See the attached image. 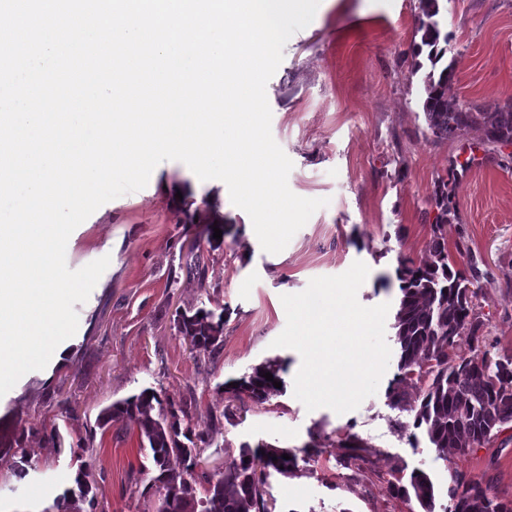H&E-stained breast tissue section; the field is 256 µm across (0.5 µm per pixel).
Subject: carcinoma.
<instances>
[{
    "label": "carcinoma",
    "instance_id": "obj_1",
    "mask_svg": "<svg viewBox=\"0 0 512 512\" xmlns=\"http://www.w3.org/2000/svg\"><path fill=\"white\" fill-rule=\"evenodd\" d=\"M422 47L430 70L423 79V113L433 135L452 139L463 131H474L463 151L468 156L460 163L462 171L481 164L503 148L512 146V97L488 112L479 107H462L448 97L456 79L455 60L447 61L451 35L443 18L445 0H420ZM484 152L483 157L476 151ZM434 200L437 214L431 258L423 263L403 264L397 272L399 299L394 316V336L398 350V381L422 380L420 404L414 425L423 431L440 456L448 449L460 451L481 448L492 442L501 427L512 423V355L494 360L483 354L479 360L457 352L461 343L474 348L485 342L483 322L473 311V289L477 281L475 264L463 236L453 245L456 253L468 258L470 272L449 263L448 228L459 222L454 195L448 183H437ZM176 332L196 353L212 352L223 342L224 312L199 307L194 312L179 311L174 319ZM282 365L268 360L235 379L236 385L223 388L240 396L263 402L276 391L273 381H282ZM271 373L268 381L263 374ZM127 420L136 427L139 449L148 451L154 470L145 492L156 497L153 512H269L262 485L270 471L286 474L296 463L287 448L259 443L245 444L239 459L224 470L205 474L208 487L204 496L196 494V468L208 436L188 424L187 405L178 404L157 390L147 387L103 409L97 426ZM290 455L286 460L283 455ZM177 458L181 466L171 465ZM414 497L422 512H435V485L424 471L414 472L410 488L399 490ZM449 512H512L508 504L492 493L488 483L457 479L448 490ZM96 504V493L88 480V464L82 463L71 477L70 487L44 512H81V505Z\"/></svg>",
    "mask_w": 512,
    "mask_h": 512
}]
</instances>
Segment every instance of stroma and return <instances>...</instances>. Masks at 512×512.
I'll use <instances>...</instances> for the list:
<instances>
[{"instance_id": "1", "label": "stroma", "mask_w": 512, "mask_h": 512, "mask_svg": "<svg viewBox=\"0 0 512 512\" xmlns=\"http://www.w3.org/2000/svg\"><path fill=\"white\" fill-rule=\"evenodd\" d=\"M447 9L457 61L450 96L484 108L512 97V0H448ZM419 16L420 0H321L312 22L289 39L266 87L271 130L293 162L291 191L328 204L282 252L262 250L223 181L200 180L178 161L160 163L145 188L105 203L72 232L69 268L106 255L110 265L88 300L75 304L78 330L60 355L0 397V444L19 441L30 460L21 479L0 462V512H43L76 471L81 444L92 457L97 512H152L136 429L96 426L103 408L147 386L187 403L192 427L209 437L207 472L223 469L245 443L295 453L289 474L268 478L271 512H417L397 493L417 470L439 488L436 512L449 507L459 477L491 483L512 502V423L488 446L452 449L442 460L414 426L418 388L397 382L396 362L356 410L309 412L293 393L300 355L271 346L286 325L281 295L359 260L369 268L359 302L393 305L401 261L428 256L435 187L450 179L472 134L441 140L427 125L423 75L414 69ZM452 189L460 223L448 237L464 238L481 283L473 309L486 346L470 354L511 355L512 167L485 162ZM214 222L227 230L218 242L209 233ZM190 247L207 267L206 285L184 274L170 279ZM206 303L225 308L214 355L190 352L171 322L176 310ZM269 359L283 365L281 393L258 403L221 391ZM393 386L403 403L389 397ZM54 428L58 448L47 439Z\"/></svg>"}]
</instances>
